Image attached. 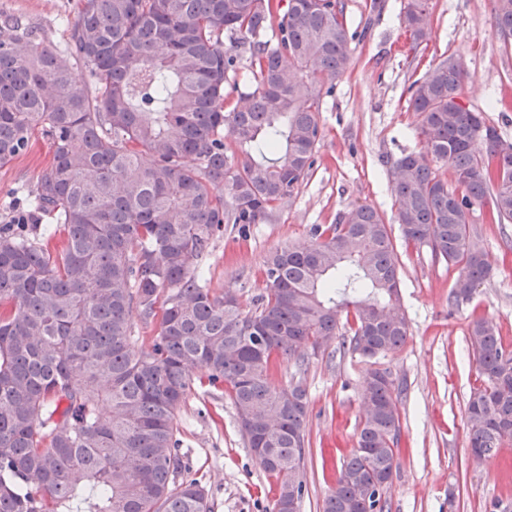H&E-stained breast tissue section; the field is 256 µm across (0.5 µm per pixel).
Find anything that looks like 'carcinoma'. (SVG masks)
I'll use <instances>...</instances> for the list:
<instances>
[{
	"label": "carcinoma",
	"mask_w": 512,
	"mask_h": 512,
	"mask_svg": "<svg viewBox=\"0 0 512 512\" xmlns=\"http://www.w3.org/2000/svg\"><path fill=\"white\" fill-rule=\"evenodd\" d=\"M399 18L413 46L427 39L429 0H405ZM494 26L512 30V0H494ZM355 37L344 0H84L62 51L0 16V166L41 131L53 158L34 212L54 220L0 225V512H210L176 421L205 383L227 386L276 480L272 512H298L307 391L270 373L335 343L370 359L405 345L388 224L358 205L315 225L310 244L269 251L247 312L205 288L200 262L224 225L270 220L307 178L323 89L345 74ZM77 63L94 84L75 79ZM244 68L249 91L235 101L226 87ZM465 78L446 56L410 83L423 147L392 166L394 221L457 268L452 306L491 273L472 247L473 208L512 223V141L455 108ZM135 312L156 324L145 348ZM468 338L482 381L467 450L489 458L512 442V349L485 318ZM402 392L389 371L368 373L357 450L322 512H388L378 484L393 475Z\"/></svg>",
	"instance_id": "obj_1"
}]
</instances>
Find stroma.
I'll return each instance as SVG.
<instances>
[{
    "label": "stroma",
    "instance_id": "stroma-1",
    "mask_svg": "<svg viewBox=\"0 0 512 512\" xmlns=\"http://www.w3.org/2000/svg\"><path fill=\"white\" fill-rule=\"evenodd\" d=\"M403 0H345L358 36L350 44L346 74L323 95V137L312 170L268 223L247 235L225 226L201 266L211 292L237 295L243 309L264 287L261 267L275 247L310 243L317 224L333 223L356 205L375 207L393 222L395 193L390 169L402 155L420 150L416 117L407 109V88L441 56H455L467 77L461 97L500 135L512 140V47L493 30L494 0H430L429 35L409 52L399 24ZM81 0H0V15L36 27L62 47ZM46 139L35 136L27 151L0 167V224L25 207L41 171L51 162ZM475 208L492 265L471 301L449 308L455 270L433 260L428 248L392 238L402 266V304L410 324L405 346L370 362L351 355L311 357L308 365L278 363L274 384L302 383L309 395L305 477L300 512H320L340 463L355 445L361 419L359 392L368 370L385 369L403 380L401 433L390 512H512V443L489 459L467 452L466 403L479 382L467 327L476 316L492 319L512 347V224H490ZM180 452L208 494L211 512H270L277 485L253 458L240 432L228 392L198 389L177 416Z\"/></svg>",
    "mask_w": 512,
    "mask_h": 512
}]
</instances>
